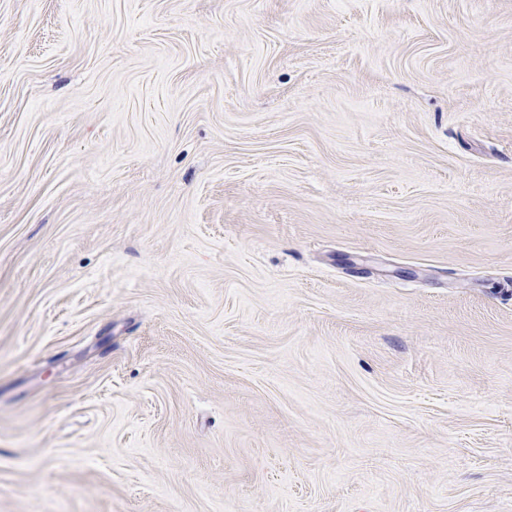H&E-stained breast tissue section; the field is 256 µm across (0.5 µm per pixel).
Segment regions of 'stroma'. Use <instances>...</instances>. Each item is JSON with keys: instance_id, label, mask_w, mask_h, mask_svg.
Here are the masks:
<instances>
[{"instance_id": "stroma-1", "label": "stroma", "mask_w": 512, "mask_h": 512, "mask_svg": "<svg viewBox=\"0 0 512 512\" xmlns=\"http://www.w3.org/2000/svg\"><path fill=\"white\" fill-rule=\"evenodd\" d=\"M0 512H512V0H0Z\"/></svg>"}]
</instances>
